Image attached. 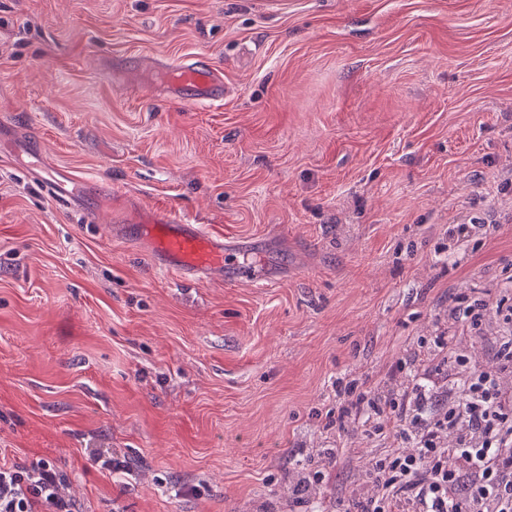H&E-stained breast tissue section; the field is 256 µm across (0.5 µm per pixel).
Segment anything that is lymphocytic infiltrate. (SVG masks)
<instances>
[{"label": "lymphocytic infiltrate", "mask_w": 512, "mask_h": 512, "mask_svg": "<svg viewBox=\"0 0 512 512\" xmlns=\"http://www.w3.org/2000/svg\"><path fill=\"white\" fill-rule=\"evenodd\" d=\"M508 333L490 368H466L446 337L396 364L388 392L337 384L342 407L365 432L397 448L358 485L359 512H512V307L482 301L448 311L452 329L483 334L490 316ZM0 512H82L52 465L0 464Z\"/></svg>", "instance_id": "1"}]
</instances>
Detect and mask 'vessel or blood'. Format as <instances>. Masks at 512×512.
Returning a JSON list of instances; mask_svg holds the SVG:
<instances>
[{
    "label": "vessel or blood",
    "mask_w": 512,
    "mask_h": 512,
    "mask_svg": "<svg viewBox=\"0 0 512 512\" xmlns=\"http://www.w3.org/2000/svg\"><path fill=\"white\" fill-rule=\"evenodd\" d=\"M160 83L165 93L181 95L184 103L216 104L226 93L224 77L204 58L194 56L163 67ZM78 180L62 175L43 182L47 196L61 209L80 205ZM137 225L160 271L171 275L205 276L223 274L236 283L256 284L266 275L257 265L241 258L235 242L192 223L184 214L167 207L140 210L126 217Z\"/></svg>",
    "instance_id": "obj_1"
}]
</instances>
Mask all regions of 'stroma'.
Wrapping results in <instances>:
<instances>
[{
	"instance_id": "35a3bbf8",
	"label": "stroma",
	"mask_w": 512,
	"mask_h": 512,
	"mask_svg": "<svg viewBox=\"0 0 512 512\" xmlns=\"http://www.w3.org/2000/svg\"><path fill=\"white\" fill-rule=\"evenodd\" d=\"M190 55L222 105L159 92ZM36 144L93 177L96 223L28 174ZM136 204L267 281L158 273L112 221ZM503 298L512 0H0V462L85 512H357L394 439L337 423V380L385 388L455 300Z\"/></svg>"
}]
</instances>
